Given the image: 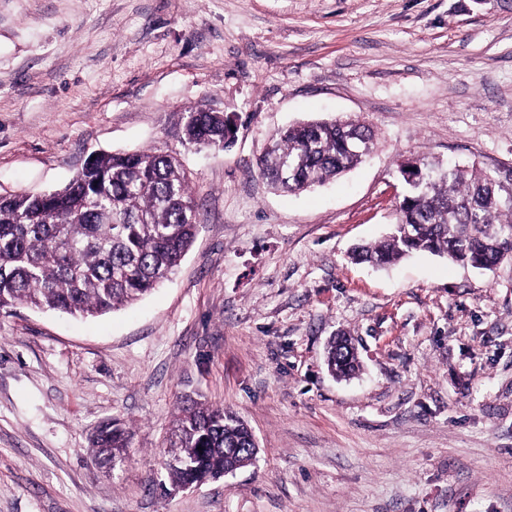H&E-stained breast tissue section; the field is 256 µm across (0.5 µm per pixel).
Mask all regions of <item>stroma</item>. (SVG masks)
Here are the masks:
<instances>
[{"label":"stroma","instance_id":"35a3bbf8","mask_svg":"<svg viewBox=\"0 0 512 512\" xmlns=\"http://www.w3.org/2000/svg\"><path fill=\"white\" fill-rule=\"evenodd\" d=\"M199 103L231 148L186 140ZM346 117L375 132L358 168L297 195L260 176L277 131ZM146 149L191 172L195 242L113 313L0 310V512H512V261L347 257L416 155L512 188V0H0V195ZM187 398L244 420L254 463L171 486ZM111 418L113 468L90 450ZM328 367L338 377L355 374L359 365L355 353L345 336H334L328 343ZM128 431L115 421L99 425L92 438L93 459L104 465H110L114 459H122L127 451ZM118 461H114V467Z\"/></svg>","mask_w":512,"mask_h":512}]
</instances>
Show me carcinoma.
I'll use <instances>...</instances> for the list:
<instances>
[{"label": "carcinoma", "instance_id": "cac0c4a2", "mask_svg": "<svg viewBox=\"0 0 512 512\" xmlns=\"http://www.w3.org/2000/svg\"><path fill=\"white\" fill-rule=\"evenodd\" d=\"M188 108L186 139L227 149L230 117ZM359 120L299 123L276 134L258 169L275 190L301 193L345 174L374 144ZM396 221L381 241L354 247L351 259L383 266L428 251L479 269L512 260V193L481 171L426 157L409 160ZM188 173L173 154L154 150L101 153L62 189L0 197V309L27 305L70 315L112 313L150 294L180 265L196 233ZM338 377L359 365L344 336L327 347ZM128 431L99 425L93 459L109 465L127 451ZM167 467L177 486L219 479L252 461L256 442L233 412L194 402L181 407L169 439Z\"/></svg>", "mask_w": 512, "mask_h": 512}]
</instances>
